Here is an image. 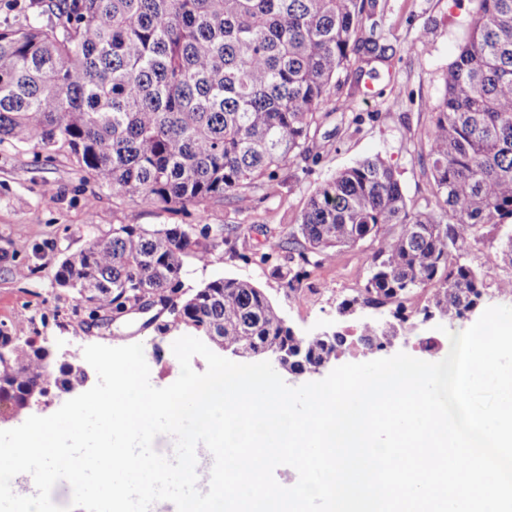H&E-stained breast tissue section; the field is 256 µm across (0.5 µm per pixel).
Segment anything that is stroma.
Here are the masks:
<instances>
[{
    "label": "stroma",
    "mask_w": 512,
    "mask_h": 512,
    "mask_svg": "<svg viewBox=\"0 0 512 512\" xmlns=\"http://www.w3.org/2000/svg\"><path fill=\"white\" fill-rule=\"evenodd\" d=\"M474 8L472 0H385L377 16L376 36L389 48L387 59L363 58L361 79H348L336 96L338 113H362L359 130L347 129L337 117L324 122L316 139L322 159L313 164L300 160L282 170L278 184L252 191L242 212L208 201L196 208L164 211L137 200L113 196L92 178L77 174L62 156H34L29 145L0 147V325L12 335L57 353L82 356L86 346L119 347L142 344L153 385L163 388L176 376L170 369L173 342L181 330L158 333L150 314L116 316L110 326H97L87 304L55 279L59 261L85 248L93 236L111 231L116 224H251L255 230L234 248L216 251L207 265H189L183 277L186 291L217 278L252 280L282 312L300 336L330 328L345 336L348 348L339 364L362 363L366 351L358 347L359 326L385 321L383 310L359 308L342 314L343 301L352 299L364 285L365 259L374 248L367 240L343 250L331 262L309 267L295 285L273 272L288 267L285 252L271 253L269 234L287 237L295 228L310 193L341 169L373 156H381L401 174L411 204H419L425 177L418 162L416 134L431 122L430 104L444 93V78L463 42ZM54 205H46V194ZM269 263H261L263 253ZM465 259L481 267L488 287L485 306H512V296L499 295L493 283L512 276V266L499 258V240L486 235L470 248ZM425 292L410 297V317L391 348L436 362L446 356L447 336L437 320L423 321L420 314Z\"/></svg>",
    "instance_id": "stroma-1"
}]
</instances>
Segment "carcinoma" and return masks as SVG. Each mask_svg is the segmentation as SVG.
<instances>
[{
	"instance_id": "1",
	"label": "carcinoma",
	"mask_w": 512,
	"mask_h": 512,
	"mask_svg": "<svg viewBox=\"0 0 512 512\" xmlns=\"http://www.w3.org/2000/svg\"><path fill=\"white\" fill-rule=\"evenodd\" d=\"M469 32L448 66L442 99L420 136L429 176L423 204L407 203L400 173L376 156L318 185L292 250L299 270L367 239L359 304L384 308L360 342L380 350L409 320L405 302L431 289L423 314L464 321L484 300L485 274L462 261L495 232L512 263V0H474ZM379 0H29L33 20L0 28V144L66 151L78 172L120 197L169 209L224 203L239 212L315 141L341 75L361 54L385 57L363 36ZM48 13V25L38 17ZM114 224L59 262L56 281L91 314H121L151 299L177 304L176 326L214 336L225 350L282 351L295 374L336 359L345 337L298 336L253 282L219 278L181 299L190 262L206 265L245 224ZM84 379L0 330V419L16 415L45 381Z\"/></svg>"
}]
</instances>
